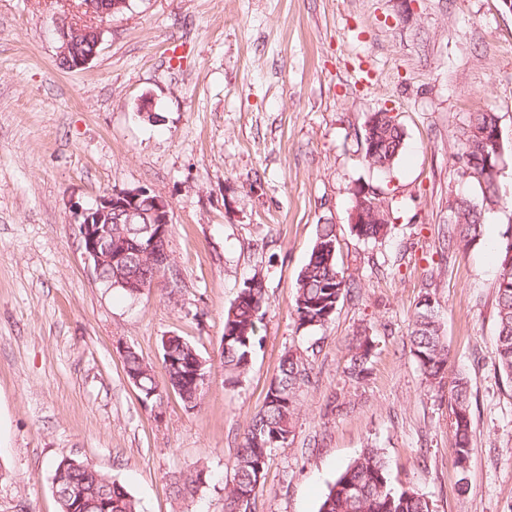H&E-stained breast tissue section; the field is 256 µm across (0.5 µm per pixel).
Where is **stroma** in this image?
I'll list each match as a JSON object with an SVG mask.
<instances>
[{"label": "stroma", "mask_w": 512, "mask_h": 512, "mask_svg": "<svg viewBox=\"0 0 512 512\" xmlns=\"http://www.w3.org/2000/svg\"><path fill=\"white\" fill-rule=\"evenodd\" d=\"M70 13L67 0H0V512H59L50 465L64 457L123 484L141 512H224L244 430L288 354L309 362V382L254 512H318L369 443L391 486L424 494L432 512H512V381L494 360L512 206L483 210V237L467 251L442 250L452 202L481 198L456 159L469 113H497L498 188L512 191V10L503 0H131L106 19L96 57L67 70L55 20ZM144 101L152 116L139 113ZM385 108L405 141L380 173L354 133ZM361 184L398 207L386 239L350 230ZM136 187L171 206L173 272L130 297L96 279L74 212ZM326 222L361 288L326 327L305 330L293 291ZM255 275L266 286L262 341L232 383L224 311ZM426 291L442 311L448 375L471 393L464 495L448 389L425 383L409 341ZM360 334L373 349L354 381ZM169 335L207 361L196 409L171 390L145 409L124 373L131 347L164 386ZM200 465L209 482L175 495L172 476ZM370 336H356L351 346V357L347 373L350 378H363L369 370V360L372 351Z\"/></svg>", "instance_id": "1"}]
</instances>
